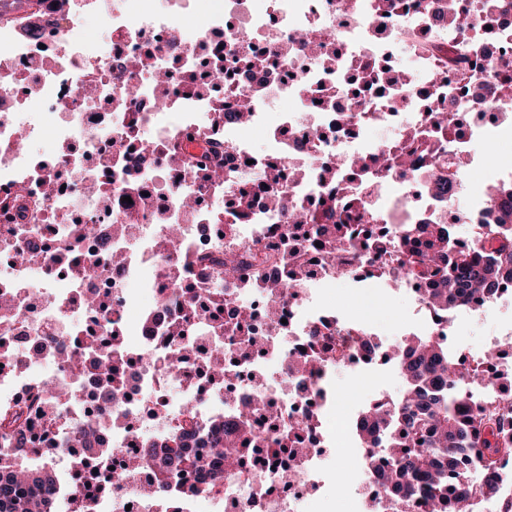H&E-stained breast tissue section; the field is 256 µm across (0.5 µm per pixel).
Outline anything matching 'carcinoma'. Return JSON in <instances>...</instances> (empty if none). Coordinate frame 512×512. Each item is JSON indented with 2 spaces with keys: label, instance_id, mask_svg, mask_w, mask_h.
I'll use <instances>...</instances> for the list:
<instances>
[{
  "label": "carcinoma",
  "instance_id": "cac0c4a2",
  "mask_svg": "<svg viewBox=\"0 0 512 512\" xmlns=\"http://www.w3.org/2000/svg\"><path fill=\"white\" fill-rule=\"evenodd\" d=\"M418 5L426 10L437 6L435 0H418ZM437 7L448 16L450 24L461 29L488 22L494 11V6L487 4L480 14L461 7L460 0H441ZM427 122L431 123L430 131L421 138L408 139L397 154L362 156L348 164L339 157L322 159L321 177L334 178L339 170L346 181L335 192L309 200L297 213L296 221L299 225H312L328 254L336 255V261L344 264L356 258V247L346 244L349 221L361 220L357 228L364 232L361 244L367 254L377 258L397 248L406 258L409 271L433 286L431 301L451 311L460 306L467 289L493 297L503 282L512 281V181L497 182L487 195L477 238L486 239L491 250L482 258L473 254L474 248L461 247L451 233L437 224H421L417 229L405 224L394 238L366 229L373 218L354 187L357 180L374 174L383 178L407 177L405 159L411 154L424 157L430 171L439 172L447 161L439 141L452 129L439 112H429ZM222 161L224 150L212 145L185 162L183 175L192 183L209 185L222 177ZM256 249L255 242L250 247L201 254L195 262L221 273H241L253 266ZM175 289L189 306V313H196L198 289L179 280ZM78 346L80 357L73 360L72 369L96 377L103 401L97 418L77 429L78 443L85 458L105 469L107 483L102 491L110 493L112 456L98 433L112 419L113 403L123 385L124 363L112 336L90 334ZM393 353L404 392L390 410L363 414L382 425L389 446L395 449L392 466L380 474L388 486L389 499L420 496L425 512H458L461 503L467 505V512H474L475 498L479 496L500 506L498 512H512V498H503L493 476L499 454L512 452V429L505 424L512 419V397L473 412L467 406L464 391L445 392V379L460 373L462 364L448 354L435 336L411 334ZM56 395L54 386L45 382L28 397L25 410L3 417L4 428L10 431L17 447L0 452V512H58L57 471L49 464L31 463L35 457L55 458L54 449L25 447L29 439L24 418L26 410L51 412ZM394 428L404 435L390 436ZM239 431L240 425L229 429L222 418L204 427L189 411L180 433L171 437L175 447L160 453L154 441L146 440L138 462L156 470V485L149 489V495L164 498L176 490L183 499H192L198 492L191 482L193 474L202 470L210 458L224 455V436ZM414 438L420 440L417 447L412 443Z\"/></svg>",
  "mask_w": 512,
  "mask_h": 512
}]
</instances>
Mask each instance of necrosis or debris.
I'll list each match as a JSON object with an SVG mask.
<instances>
[{
    "label": "necrosis or debris",
    "instance_id": "4bbe7bcc",
    "mask_svg": "<svg viewBox=\"0 0 512 512\" xmlns=\"http://www.w3.org/2000/svg\"><path fill=\"white\" fill-rule=\"evenodd\" d=\"M197 3L37 0L32 9L0 15V199L20 191L41 203L26 218H0V340L11 347L0 357V412L22 407L44 381L64 388L59 418L50 425L41 412L31 413L28 436L56 449L59 512H73L71 476L79 463L60 440L98 415L102 401L97 381L73 373L65 359L85 329L107 331L117 335L127 362L124 396L104 433L122 480L111 496L97 497V512H309L330 466L351 457L357 478L336 512H378L385 491L376 473L391 459L360 438L355 424L363 404L339 414L336 373L357 380L371 375L374 361L392 357L366 323L343 306L328 307L325 290L374 277L413 303L419 332L446 338L449 321L434 315L426 283L395 277L393 255L339 267L310 242L301 287L274 289L291 262L290 209L334 189L316 172L320 159L383 150L373 128L421 131L427 108L463 129L448 141L449 162L473 165L476 145L492 141L512 117V71L489 77L480 113L464 85L471 72L488 67L484 44L512 57V0H496L492 27L465 32L415 0H401L391 16L378 10V0H352L345 13L336 0H224L222 9L202 15ZM89 15L104 35L88 30ZM299 32L309 34L313 49L294 43ZM328 33L336 45L330 56L321 48ZM241 49L248 65L231 58ZM398 53L412 61L403 81L367 93L364 111L346 120V82L360 60L383 63ZM189 75L207 86L206 95L188 94ZM130 86L136 99L125 94ZM249 88L261 92L251 120L266 136L261 153L234 113L238 92ZM21 133L30 148H17ZM189 133L191 153L208 142L225 144L223 182L200 191L181 180L178 167L142 160L146 151L165 155L173 136ZM47 139L58 146L48 159L34 150ZM273 162L280 165L282 206L265 199L243 223H216V212L232 211L241 190L266 183ZM410 174L411 181H390L388 192L376 184L364 191L379 223L453 224L457 201L471 192L468 182L457 177L430 187L428 163L418 156ZM189 196L196 199L190 210L182 205ZM74 224L86 225L90 238L77 264L65 266L53 249ZM165 239L190 256L237 241L273 243L279 251L259 274L219 275L176 261L161 249ZM90 259L100 274L86 279L77 265ZM177 278L204 298L222 292L220 322L186 319L170 298ZM92 293L110 297L108 312L85 304ZM186 345L192 351L179 369L160 365ZM217 358L226 373L213 382ZM189 404L199 421L221 416L272 439L285 438L291 420L309 418L310 427L275 462L253 454L225 467L219 484L196 479L191 501L148 496L156 473L136 463L142 441L170 434Z\"/></svg>",
    "mask_w": 512,
    "mask_h": 512
}]
</instances>
